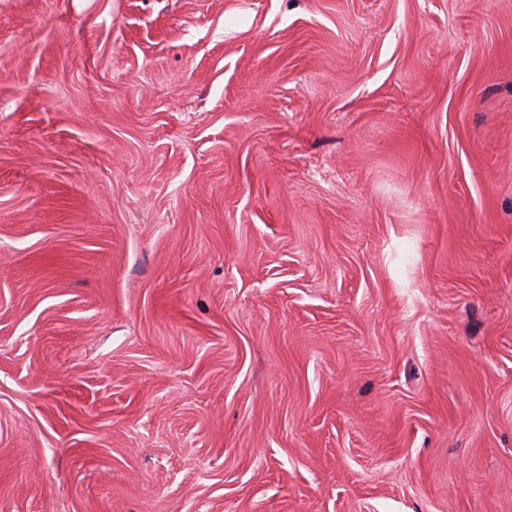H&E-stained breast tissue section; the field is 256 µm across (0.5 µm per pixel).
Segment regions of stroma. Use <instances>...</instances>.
I'll return each instance as SVG.
<instances>
[{
	"instance_id": "obj_1",
	"label": "stroma",
	"mask_w": 512,
	"mask_h": 512,
	"mask_svg": "<svg viewBox=\"0 0 512 512\" xmlns=\"http://www.w3.org/2000/svg\"><path fill=\"white\" fill-rule=\"evenodd\" d=\"M0 512H512V0H0Z\"/></svg>"
}]
</instances>
